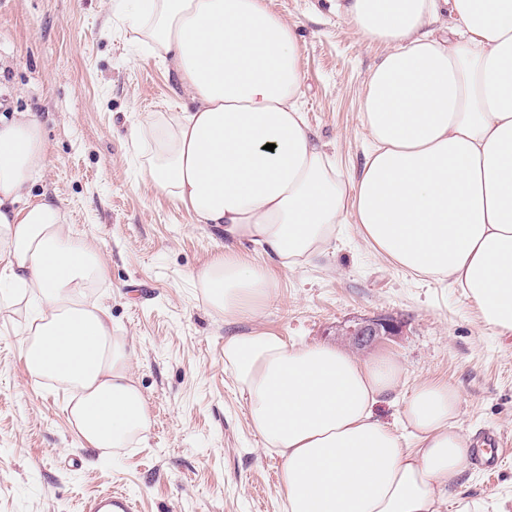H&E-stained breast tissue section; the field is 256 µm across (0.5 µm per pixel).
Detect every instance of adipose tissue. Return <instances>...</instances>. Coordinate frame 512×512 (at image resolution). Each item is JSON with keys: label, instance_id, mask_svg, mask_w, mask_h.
Masks as SVG:
<instances>
[{"label": "adipose tissue", "instance_id": "adipose-tissue-1", "mask_svg": "<svg viewBox=\"0 0 512 512\" xmlns=\"http://www.w3.org/2000/svg\"><path fill=\"white\" fill-rule=\"evenodd\" d=\"M135 42L173 65L194 105L156 112L135 137L144 175L224 251L195 271L225 323L258 316L272 267L325 254L343 224L411 273L462 288L498 334L512 333V0H331L383 49L364 92L369 149L341 172L300 106L291 25L264 0H122ZM47 169L30 112L0 113V303L28 306L20 355L30 377L69 388L93 449L128 447L150 425L130 353L105 304L84 290L105 265L71 237L61 207L32 188ZM250 242L261 260L237 252ZM224 369L252 428L281 460L284 512H483L453 498L470 441L459 391L417 384L398 428L375 415L404 370L268 329L224 339ZM414 447H405L404 435Z\"/></svg>", "mask_w": 512, "mask_h": 512}]
</instances>
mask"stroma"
<instances>
[{"mask_svg":"<svg viewBox=\"0 0 512 512\" xmlns=\"http://www.w3.org/2000/svg\"><path fill=\"white\" fill-rule=\"evenodd\" d=\"M265 3L297 36L311 130L343 173L357 172L368 148L361 103L382 47L326 0ZM0 99L44 124L47 170L33 192L55 198L72 237L100 253L106 274L87 294L109 306L151 413L131 447L87 448L69 416L70 391L26 371L24 305L0 307V512H80L83 497L115 489L141 512H283L281 461L224 371L234 330L349 350L354 321L392 318L398 336L356 350L405 369L399 400L376 407L380 421L396 427L401 397L421 381H445L460 391L464 434L489 429L512 444V334H495L451 281L378 255L356 225H342L324 256L273 269L276 288L258 318L229 327L205 305L192 275L224 240L145 178L131 136L151 113L181 111L189 99L172 66L133 42L120 5L0 0ZM455 489L486 512H512V455L490 476L468 465Z\"/></svg>","mask_w":512,"mask_h":512,"instance_id":"obj_1","label":"stroma"}]
</instances>
